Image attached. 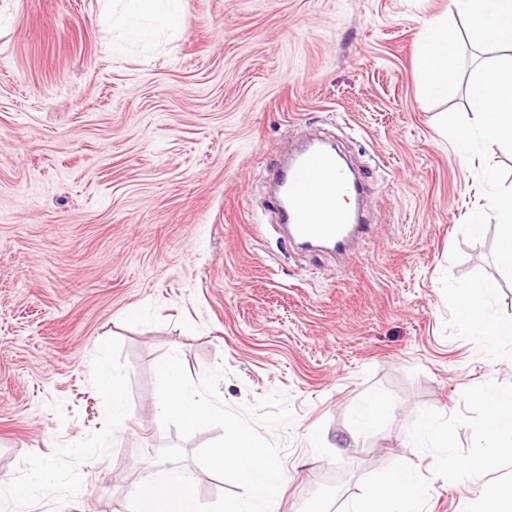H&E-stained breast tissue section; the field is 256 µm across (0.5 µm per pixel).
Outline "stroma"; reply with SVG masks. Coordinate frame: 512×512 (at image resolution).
Wrapping results in <instances>:
<instances>
[{"instance_id": "1", "label": "stroma", "mask_w": 512, "mask_h": 512, "mask_svg": "<svg viewBox=\"0 0 512 512\" xmlns=\"http://www.w3.org/2000/svg\"><path fill=\"white\" fill-rule=\"evenodd\" d=\"M121 10L0 0V512H129L154 449L218 437L162 427L154 367L171 350L195 379L224 366L229 405L288 394L279 512H336L399 460L430 477L426 512H463L484 480L434 478L407 428L512 384V342L488 350L454 295L493 282L486 315L512 319L495 217L465 229L512 191V142L475 138L464 162L442 124L470 121L487 47L449 0H183L179 26L118 55ZM440 15L459 78L430 97L419 46ZM309 137L361 168L375 219L358 255L273 227L267 176ZM102 361L130 411L118 436ZM373 392L390 413L352 435Z\"/></svg>"}]
</instances>
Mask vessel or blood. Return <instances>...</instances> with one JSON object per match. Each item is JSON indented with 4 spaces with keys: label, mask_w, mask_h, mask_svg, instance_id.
<instances>
[{
    "label": "vessel or blood",
    "mask_w": 512,
    "mask_h": 512,
    "mask_svg": "<svg viewBox=\"0 0 512 512\" xmlns=\"http://www.w3.org/2000/svg\"><path fill=\"white\" fill-rule=\"evenodd\" d=\"M274 179L269 202L289 243L325 244L343 253L354 234L366 232V225L349 223L336 212L337 200L351 193V175L332 152L303 149L276 169Z\"/></svg>",
    "instance_id": "obj_1"
}]
</instances>
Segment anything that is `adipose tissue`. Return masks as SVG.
I'll use <instances>...</instances> for the list:
<instances>
[{"instance_id": "adipose-tissue-1", "label": "adipose tissue", "mask_w": 512, "mask_h": 512, "mask_svg": "<svg viewBox=\"0 0 512 512\" xmlns=\"http://www.w3.org/2000/svg\"><path fill=\"white\" fill-rule=\"evenodd\" d=\"M122 23L130 40H147L153 30L172 26L180 19L181 0H127ZM456 11L471 23L474 42L495 44L512 49V0H452ZM457 49L447 21L428 20L423 27L421 61L427 95L445 93L456 77ZM474 121L461 122L456 113L443 117L444 126L452 131L460 145H467L473 130H480L489 141L512 139V66L500 58L489 57L480 63L478 76L471 84ZM487 284L473 283L457 291L470 329L481 336L489 348L512 335V325L489 318L483 308Z\"/></svg>"}]
</instances>
